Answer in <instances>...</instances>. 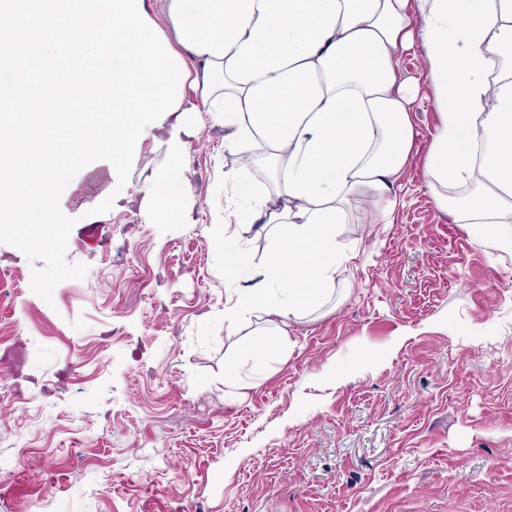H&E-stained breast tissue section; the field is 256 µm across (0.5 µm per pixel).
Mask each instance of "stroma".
<instances>
[{"instance_id":"35a3bbf8","label":"stroma","mask_w":512,"mask_h":512,"mask_svg":"<svg viewBox=\"0 0 512 512\" xmlns=\"http://www.w3.org/2000/svg\"><path fill=\"white\" fill-rule=\"evenodd\" d=\"M417 139L388 222L356 199L338 227L357 258L290 320L283 363L224 391L265 317L224 306L269 241L225 187L243 160L190 116L183 217L144 191L174 152L172 117L111 166L77 174L67 259L88 265L45 302L0 243V512H512V255L441 212L424 162L440 124L422 46L402 52ZM112 209L91 215L99 195ZM247 222L224 231V212ZM243 261L224 268L225 249Z\"/></svg>"}]
</instances>
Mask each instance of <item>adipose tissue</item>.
I'll return each mask as SVG.
<instances>
[{"instance_id": "adipose-tissue-1", "label": "adipose tissue", "mask_w": 512, "mask_h": 512, "mask_svg": "<svg viewBox=\"0 0 512 512\" xmlns=\"http://www.w3.org/2000/svg\"><path fill=\"white\" fill-rule=\"evenodd\" d=\"M162 15L198 65L180 113L219 115L229 150L264 143L259 162L279 185L276 203L255 200L269 261L250 293L224 308L227 331L256 308L266 326L249 348V371L225 365V390L280 359L288 322L351 261L337 234L350 200L384 199L402 179L414 99L393 60L414 38L440 114L425 162L435 203L512 254V0H164ZM182 162L175 152L145 190L157 219L181 218L182 200L167 187Z\"/></svg>"}]
</instances>
